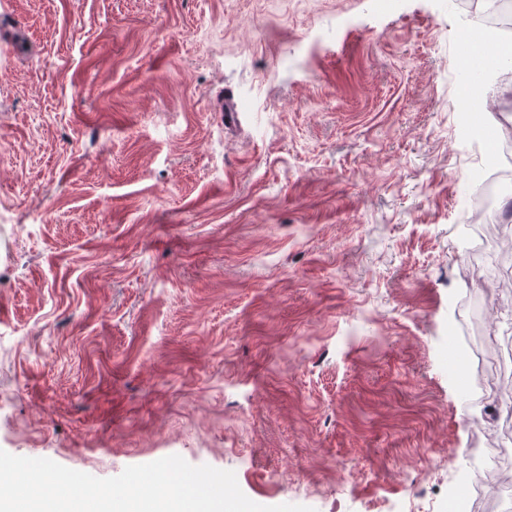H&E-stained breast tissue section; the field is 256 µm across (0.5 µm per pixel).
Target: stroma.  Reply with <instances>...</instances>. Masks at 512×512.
Instances as JSON below:
<instances>
[{"label":"stroma","instance_id":"1","mask_svg":"<svg viewBox=\"0 0 512 512\" xmlns=\"http://www.w3.org/2000/svg\"><path fill=\"white\" fill-rule=\"evenodd\" d=\"M472 23L448 0H0V450L448 512L476 373L479 428L512 434V269L457 237ZM481 89L512 127V76Z\"/></svg>","mask_w":512,"mask_h":512}]
</instances>
